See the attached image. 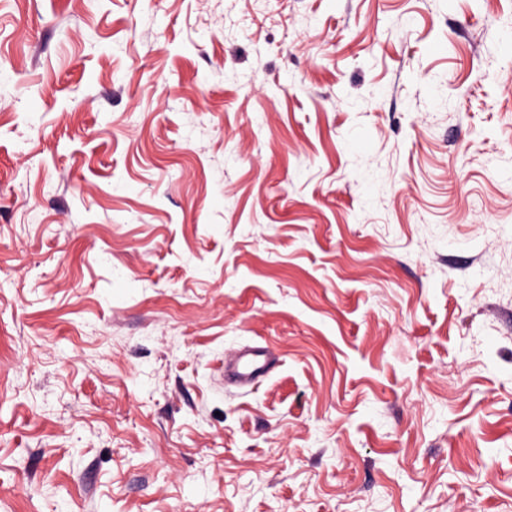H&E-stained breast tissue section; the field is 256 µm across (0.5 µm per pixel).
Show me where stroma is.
Here are the masks:
<instances>
[{"mask_svg":"<svg viewBox=\"0 0 512 512\" xmlns=\"http://www.w3.org/2000/svg\"><path fill=\"white\" fill-rule=\"evenodd\" d=\"M0 512H512V0H0ZM277 362L265 346H248L239 350L230 360H224V379L244 387H251L269 377Z\"/></svg>","mask_w":512,"mask_h":512,"instance_id":"stroma-1","label":"stroma"}]
</instances>
